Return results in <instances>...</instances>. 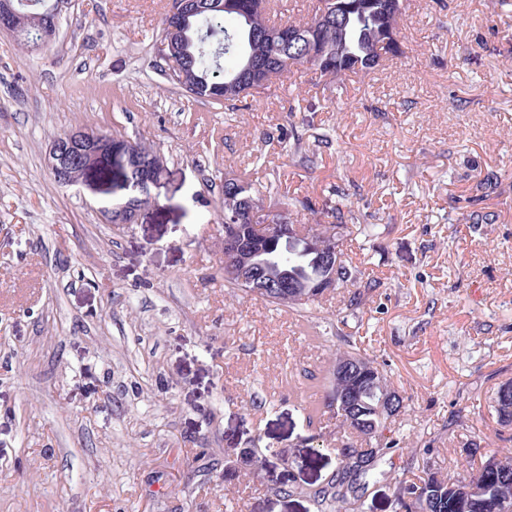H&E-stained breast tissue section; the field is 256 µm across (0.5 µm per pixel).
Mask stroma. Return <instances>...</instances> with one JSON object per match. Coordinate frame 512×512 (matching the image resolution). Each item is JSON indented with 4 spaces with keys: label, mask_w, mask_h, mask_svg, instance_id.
<instances>
[{
    "label": "stroma",
    "mask_w": 512,
    "mask_h": 512,
    "mask_svg": "<svg viewBox=\"0 0 512 512\" xmlns=\"http://www.w3.org/2000/svg\"><path fill=\"white\" fill-rule=\"evenodd\" d=\"M170 0H69L55 41L0 32V512H316L268 492L323 483L336 420L307 427L301 369L324 375L338 288L309 317L225 288V174L302 224L351 206L342 249L375 286L342 327L386 363L407 452L395 475L480 465L503 447L512 381V0H420L401 58L343 88L292 70L249 107L196 100L154 66ZM82 126L163 155L128 227L120 176L64 187L50 141ZM313 163L289 150L293 136ZM489 191L475 197L478 183ZM263 448L261 469L229 458ZM494 408L499 424L503 427L512 426V382L499 387Z\"/></svg>",
    "instance_id": "obj_1"
}]
</instances>
